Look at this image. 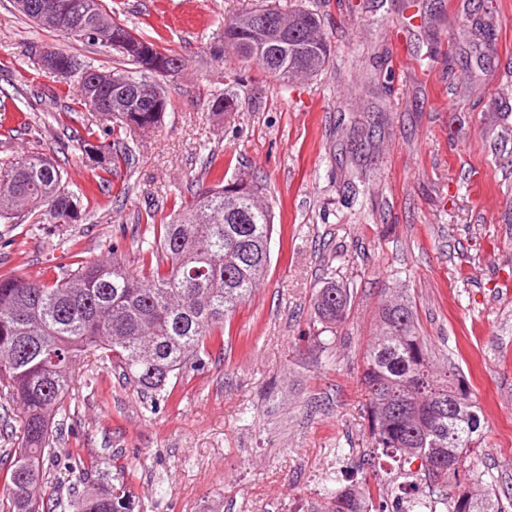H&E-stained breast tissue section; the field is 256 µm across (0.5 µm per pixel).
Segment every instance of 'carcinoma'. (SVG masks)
<instances>
[{
  "label": "carcinoma",
  "mask_w": 512,
  "mask_h": 512,
  "mask_svg": "<svg viewBox=\"0 0 512 512\" xmlns=\"http://www.w3.org/2000/svg\"><path fill=\"white\" fill-rule=\"evenodd\" d=\"M40 0H15L17 10L41 29L57 31L37 12ZM78 4L82 27L96 33L83 42L111 49L131 65L114 75L124 83L102 85V70L57 51L71 69L80 104L100 119L117 121L146 135L161 122L168 101L157 81L177 74L184 59L112 20L102 0ZM211 58L224 62L232 50L287 83L301 71L322 73L331 45L318 13L284 9L276 2L246 8L217 23ZM59 32V31H57ZM59 35L79 40L75 32ZM243 78L235 75L215 98L214 112L236 96ZM78 159L110 188L106 175L135 162L131 147L96 134L91 127L72 139ZM81 189H70L63 171L46 156L18 155L0 161V218L33 219L56 233L85 219ZM138 245L141 277L123 264L86 261L71 255L70 267L52 279L37 280L13 270L0 274V399L22 413L17 447L0 458V512H45L46 490L69 512H141L133 473L123 455L73 451L58 474L49 476L46 457L55 445L54 420L70 412L71 375L92 369L88 358L119 370L154 401L174 393L180 371L201 364L224 346L226 322L264 280L270 264L275 215L266 188L256 178L237 177L201 189L181 202L174 217L159 224L147 214ZM350 289L331 280L317 289L314 310L323 329L336 334L348 315ZM379 332L368 345L361 380L370 453L398 463L404 495L419 497L427 512H512L496 489L479 480L450 496L448 483L470 468L479 442L478 406L455 365L432 370V352L421 336L411 301L379 310ZM420 462L428 491L406 467ZM356 490L326 492L328 512H387L384 483L374 475Z\"/></svg>",
  "instance_id": "carcinoma-1"
}]
</instances>
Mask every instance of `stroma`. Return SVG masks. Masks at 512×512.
Listing matches in <instances>:
<instances>
[{"instance_id": "obj_1", "label": "stroma", "mask_w": 512, "mask_h": 512, "mask_svg": "<svg viewBox=\"0 0 512 512\" xmlns=\"http://www.w3.org/2000/svg\"><path fill=\"white\" fill-rule=\"evenodd\" d=\"M320 12L332 46L314 79L281 86L258 66L207 53L218 20L255 0H103L118 23L186 61L165 78L152 133L125 134L133 167L101 190L73 151L91 112L44 70L51 45L109 71L107 48L36 28L0 0V159L47 155L89 195L69 239L0 224V271L38 277L118 256L139 273L147 217L175 193L257 175L275 213L266 279L224 327L223 350L178 379L156 411L109 368L76 379L51 471L78 448L120 449L148 512H325L368 451L360 380L377 313L412 301L435 354L459 367L485 434L474 474L512 496V0H291ZM247 82L223 117L227 74ZM32 116L21 128L19 113ZM350 289L329 348L314 312L327 267Z\"/></svg>"}]
</instances>
